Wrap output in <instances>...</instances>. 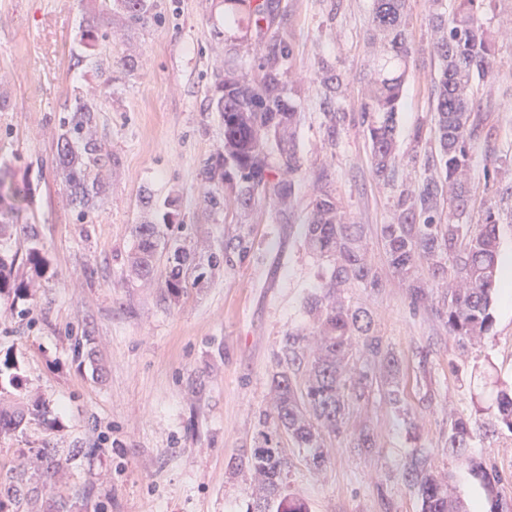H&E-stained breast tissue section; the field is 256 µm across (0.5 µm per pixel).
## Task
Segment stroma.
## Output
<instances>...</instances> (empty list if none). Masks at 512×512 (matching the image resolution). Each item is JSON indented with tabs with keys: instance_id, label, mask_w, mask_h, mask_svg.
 Wrapping results in <instances>:
<instances>
[{
	"instance_id": "35a3bbf8",
	"label": "stroma",
	"mask_w": 512,
	"mask_h": 512,
	"mask_svg": "<svg viewBox=\"0 0 512 512\" xmlns=\"http://www.w3.org/2000/svg\"><path fill=\"white\" fill-rule=\"evenodd\" d=\"M100 3L0 0V166L28 186L20 221L37 229L7 247L21 257L40 248L46 262L35 296L0 297V358L18 361L55 421L51 430L33 421L0 436V466L11 468L22 448L58 449L69 463L57 492L70 512H245L252 483L231 465L270 400L282 339L313 327L304 299L319 288L322 263L301 226L329 188L348 222L363 225L365 259L383 280L352 296L400 360L402 402L393 408L376 391L354 402L347 427L370 428L374 445L333 439L322 471L289 449L290 490L310 512H420L401 480L415 452L468 506L485 505L483 485L464 459L449 457L445 440L450 417L492 421L491 384L512 385V290L499 293L490 334L461 350L388 268L379 227L395 220L393 189L374 176L361 128L346 121L333 140L325 126V113L358 111L372 89L383 54L368 31L373 0H279L263 34L245 14L225 17L222 0H150L156 22L135 31L102 26L88 47L82 28ZM407 11L416 53L399 114L397 184L417 188L441 177L413 158L414 128L435 107L440 34L431 0H407ZM484 21L497 64L476 105L495 137L476 147L466 177L480 199L507 211L512 200L484 172L495 152L512 149V0H496ZM279 38L293 53L284 83L300 94L303 165L295 174L274 166L273 179H295L299 192L277 219L269 195L245 213L230 203L212 210L202 168L222 146L224 126L206 90L232 67L258 75ZM127 56L138 62L130 76L120 66ZM330 69L343 78L339 88L324 82ZM85 93L100 96L97 134L119 160L103 175V204L87 214L67 199L56 138ZM144 188L160 202L177 197L179 220L196 226L208 252L222 253L225 225H253L254 255L234 271L206 273L176 303L160 284L129 281L124 261L131 227L144 217ZM425 348L423 369L416 353ZM472 452L504 474L498 492L512 501V435L475 441Z\"/></svg>"
}]
</instances>
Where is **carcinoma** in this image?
Here are the masks:
<instances>
[{"label":"carcinoma","instance_id":"carcinoma-1","mask_svg":"<svg viewBox=\"0 0 512 512\" xmlns=\"http://www.w3.org/2000/svg\"><path fill=\"white\" fill-rule=\"evenodd\" d=\"M249 1L253 2L248 10L250 19L262 32L275 19L271 0H224V14L237 15ZM405 2L374 0L370 26L385 40L387 53L375 76L373 95L353 113L367 138L373 173L389 185L395 182L399 163L396 128L412 58ZM432 2L436 11L431 22L441 33L434 47L439 61L434 93L438 146L429 148L424 121L415 126L414 139L425 164L441 170L444 180L429 181L417 190H397L393 200L399 220L381 225L380 237L388 266L407 282L413 303H431L449 335L465 347L476 345L492 328L499 287L500 208L485 204L480 219L473 221L472 186L460 179L469 167L473 147L481 137L491 136L484 132L483 121L474 111V99L479 82L493 72L496 59L495 44L483 23L495 0H453L451 9L446 0ZM117 10L129 29L143 28L155 20L148 0H113L112 11ZM291 53L290 45L281 40L273 45L259 81L231 68L210 88V102L224 122V150L213 154L203 168V179L211 189V208L222 209L229 193L243 209L269 189L282 203L294 199L295 181L270 182V157L274 154L290 171L302 167L292 133L300 113L293 101L285 98L282 80ZM99 111L98 98L78 99L73 116L60 125L57 135L58 165L68 183L69 197L84 211L99 202L100 171L118 163L114 155L102 151L93 132ZM324 116L334 141L347 113L326 112ZM510 173L512 154L505 152L493 159L485 178L496 180ZM25 195L11 170L0 167V238L28 232V225L17 223ZM176 202V198H168L163 223L157 224L152 218L151 193L142 196L145 219L133 225L126 255L128 276L144 284L163 277V288L174 300L204 277L186 265L197 230L194 224L175 223ZM303 233L309 253L326 263L319 291L304 303L317 325L316 350L308 351L306 334L299 329L288 332L281 343L271 378L273 400L259 414L250 451L234 466L253 482L254 495L246 512H309L304 501L288 492L287 448L291 444L303 449L307 464L315 470L326 466L327 439L347 434L351 402L365 397L377 384L369 371H351L350 361L356 354L370 356L388 370L381 391L391 405L400 403L396 382L399 359L383 348L372 331L371 317L349 295L352 288L382 287L381 277L364 259L363 228L347 223L340 202L326 191L315 200ZM254 247L252 225L235 224L224 231V252L208 255V266L232 271L253 256ZM16 261V256L0 251V295L12 292L21 297L39 287L45 272L39 249L32 248L25 255L24 265L31 271L25 282H17ZM450 276L459 287L446 289L432 301L430 288L448 282ZM22 385L17 362L10 357L0 359L1 436L23 430L32 420L47 429L54 426L48 404L36 401L29 407L14 400V391ZM495 408V424L488 428L475 418H450L449 456L468 457L478 437L489 439L505 431L512 434V389L496 392ZM66 464L50 449L38 448L29 460L10 468V475H0V512H65L66 501L54 498L53 489ZM471 472L487 493L489 512H512V504L502 502L496 491L503 481L499 470L473 457ZM402 479L417 492L422 512H469L450 488L448 478L434 474L423 456L411 454L403 465Z\"/></svg>","mask_w":512,"mask_h":512}]
</instances>
